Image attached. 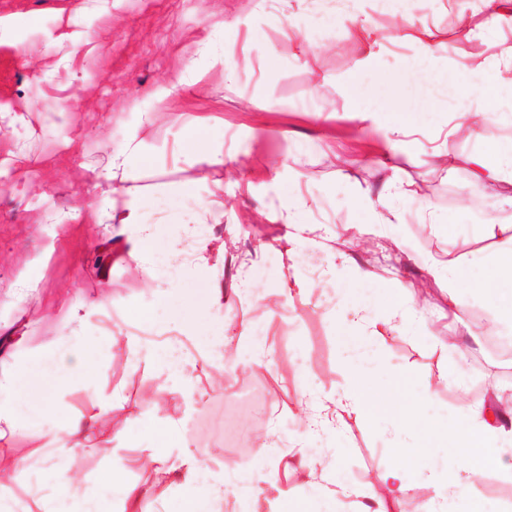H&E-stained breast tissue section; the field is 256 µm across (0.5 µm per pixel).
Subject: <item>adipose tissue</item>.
Masks as SVG:
<instances>
[{
  "label": "adipose tissue",
  "mask_w": 512,
  "mask_h": 512,
  "mask_svg": "<svg viewBox=\"0 0 512 512\" xmlns=\"http://www.w3.org/2000/svg\"><path fill=\"white\" fill-rule=\"evenodd\" d=\"M402 38L419 52L420 61L412 66V80L418 84L432 81L436 40L429 24H408ZM452 72L466 78L467 88L458 98L452 83L437 86L441 94L455 97L457 106L450 112L452 126L434 154L435 162L456 161L457 139L471 138L485 144L483 151L472 159L478 169L474 189H481L490 182L512 184V136L491 140L485 137L489 115L512 112V52L495 57L485 68L475 65L471 58L460 57L454 60ZM360 118L368 130L389 145L404 142L415 126L411 114L402 108L392 110L387 117L378 110H364ZM487 232L503 238L508 246L499 252L486 275L475 277L469 266L453 257L433 260L428 272L445 290L448 311L458 323L467 321L466 293L475 292L488 302L494 325L505 324L512 328V299L503 297L504 290H512V225L491 224ZM371 306V301L355 299L337 316L341 348L348 366L346 384L335 396L310 405L302 439L340 431L343 417L349 414L387 422L409 435V442L399 450L400 466L377 475L362 512H404L406 466L427 455L439 438L447 441L453 471L448 474L441 468L429 470L426 480L436 488L429 512H448L449 499L458 496L486 470L498 471L512 480V460L501 453L503 439L512 437V424L504 422L499 412L465 403L452 421L426 417L422 411L434 390L433 382H426L423 390L411 395L405 389L410 378L408 372L384 368L375 376L366 373L358 360L359 353L370 341L388 342L415 315L412 306L407 304L376 323L369 316ZM202 341L205 346L202 358L184 351L174 361L168 349L144 344L139 337L131 336L127 339L128 361L134 369L144 362L153 363L166 380L186 383L190 391L195 392L200 384L212 386L224 379L221 353L224 336L208 334ZM95 345L91 337L76 334L71 336L67 346L45 355V366L58 387H67L92 375L90 351ZM20 374L17 368L0 370V499L11 495L15 472L28 464L27 458L14 456L11 444L22 433L34 430L40 432L43 446L49 451V468L54 476V489L46 497L41 512H109L108 506L115 499L125 502L127 512H157L153 493L127 484L120 468L104 470L94 490L88 493L79 490L65 466L73 449L96 447L88 422L110 413L115 404L123 402V394L115 391L105 397H91L81 415L66 416L51 395L24 392ZM21 402L33 408V415L19 414L17 405ZM177 476L195 490L185 512H222L224 479L208 470L202 460L186 456Z\"/></svg>",
  "instance_id": "obj_1"
}]
</instances>
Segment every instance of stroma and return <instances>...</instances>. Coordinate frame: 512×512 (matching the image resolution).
<instances>
[{"mask_svg":"<svg viewBox=\"0 0 512 512\" xmlns=\"http://www.w3.org/2000/svg\"><path fill=\"white\" fill-rule=\"evenodd\" d=\"M455 13L454 0H414L406 17L379 0H288L284 9L277 0H0V363L23 366L22 389L53 395L68 416L82 413L91 396L122 389L124 405L92 424L103 450L80 448L67 460L84 488L120 462L127 482L156 488L159 512H181L192 489L168 467L142 468L146 449L164 446L174 457L190 449L214 472L228 461L248 469L254 432L268 431L290 467L265 471L253 496L259 512H324L323 499L309 493L314 481L343 487L333 512H359L377 474L399 461L395 435L345 417L342 437L323 444L326 466L312 470L313 449L293 446L303 431L301 394L323 398L345 384L330 314L341 288L374 296L377 318L399 302L415 303L417 332L393 336L386 355L418 378L447 375L431 416L449 420L460 402L478 407L512 390V372L484 336L449 321L447 298L426 272L431 260L448 256L476 271L489 268L501 241L487 225L512 224L504 191L468 194V166L432 164L452 103L418 97L409 83L416 49L400 35L410 20L435 28L441 73L460 55L512 50V21L489 30L487 12H478L463 38L454 31ZM354 17L387 46L380 65L394 74L393 84L353 76L365 53L349 33ZM292 25L301 44L288 40ZM308 51L317 52L326 82H314ZM228 52L237 65L231 82L224 79ZM389 103L417 105L418 131L385 156L358 112ZM194 137L221 164L184 153ZM131 151L151 165L111 184L95 180L113 155ZM393 177L400 191L388 203L399 210V223L387 225L371 248L357 246V228L369 220L363 194L383 195ZM186 185L201 204L192 225L181 197ZM113 186L141 198L140 220L154 229L148 272L136 270L132 241L117 231L127 198L111 196ZM292 194L304 202L309 227L291 246L288 226L269 216L285 210ZM201 239L209 244L202 255L193 249ZM174 241L185 246L178 267L169 255ZM340 251L353 264L334 266ZM360 268L368 279L357 278ZM244 275L254 291L283 277L310 288L293 305L273 296L256 307L252 293L236 291ZM159 279L177 295L222 289V301L207 307L203 320L233 338L240 320L254 321L266 337L264 364H244L233 341L224 385L196 403L151 367L131 369L126 337L153 334L139 315L159 311ZM104 294L106 311L83 323L61 306L67 295L90 304ZM80 328L101 339L91 353L97 372L56 389L43 354ZM448 335L456 347L443 344ZM229 410L250 430L243 446L222 442ZM171 422L176 433L161 436ZM40 443L34 432L16 441L32 466L17 472L20 496L0 501V512H39L50 494L54 480ZM283 489L289 500H281ZM450 512H512V482L484 471Z\"/></svg>","mask_w":512,"mask_h":512,"instance_id":"35a3bbf8","label":"stroma"}]
</instances>
